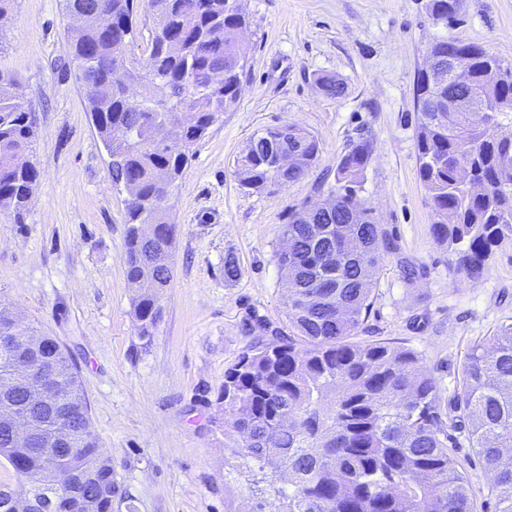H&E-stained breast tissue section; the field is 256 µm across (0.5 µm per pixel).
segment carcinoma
<instances>
[{
  "instance_id": "cac0c4a2",
  "label": "carcinoma",
  "mask_w": 512,
  "mask_h": 512,
  "mask_svg": "<svg viewBox=\"0 0 512 512\" xmlns=\"http://www.w3.org/2000/svg\"><path fill=\"white\" fill-rule=\"evenodd\" d=\"M105 1L107 12L97 14ZM88 23L70 31L71 63L90 103L91 122L112 157V182L131 193L126 206L127 281L136 282L134 314L143 345L152 342L173 278V225L156 204L172 192L194 146L238 102L246 62L239 44L248 22L237 0H147L155 27L147 55H138V0H63ZM434 16L456 21L452 0H430ZM428 51L468 63L466 84L437 85L418 72L417 174L433 214L430 231L456 256L452 268L471 279L491 254L512 249V134L473 126L466 112L434 122L443 101L472 96L512 128V70L483 47L444 38ZM128 83L145 86L140 99ZM317 84L343 95L336 77ZM30 102L0 72V214L20 218L39 171L27 160L36 135ZM319 152L317 140L294 126L267 128L250 139L236 162L239 182L264 190L304 178ZM372 144L362 139L343 157L337 182L344 192L331 208L303 206L281 234L292 251L277 255L288 294L293 334L249 346L224 371L215 407L224 414L225 451L255 476L248 512H476V492L457 451L467 444L492 477L494 512H512V323L470 348L461 386L443 399L435 378L412 348L354 341L373 305L382 256L397 250L371 209L347 207ZM484 190L474 193L471 185ZM154 224L155 237L138 232ZM32 339L0 345V406L11 405L45 431L58 410L73 408L81 426L52 447L16 445L0 420V462L33 497L32 512H112V458L89 430L84 389L69 354L51 336L0 310V336ZM24 356L51 368L61 393L25 403L26 383L12 371Z\"/></svg>"
}]
</instances>
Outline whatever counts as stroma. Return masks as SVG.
<instances>
[{
  "instance_id": "1",
  "label": "stroma",
  "mask_w": 512,
  "mask_h": 512,
  "mask_svg": "<svg viewBox=\"0 0 512 512\" xmlns=\"http://www.w3.org/2000/svg\"><path fill=\"white\" fill-rule=\"evenodd\" d=\"M428 0H239L249 26L247 67L235 108L193 149L166 207L175 226L173 280L149 347L136 334L124 277L126 193L70 63L62 0H14L0 22V71L32 104L40 178L22 223L0 215V309L12 310L71 355L90 422L121 493L112 512H248L245 467L212 424L224 371L257 337L260 316L288 331L277 264L289 213L336 191V169L359 138L373 144L354 193L398 244L385 255L358 341L418 352L443 395L463 379L470 346L512 323V250L496 251L481 277L449 269L430 233L428 194L417 175L413 85L427 48L448 37L512 64V0H461L458 21H433ZM345 85L337 98L319 74ZM293 125L319 143L300 181L257 191L236 160L251 136ZM234 255L242 275L224 278ZM420 277L406 284L405 265Z\"/></svg>"
}]
</instances>
